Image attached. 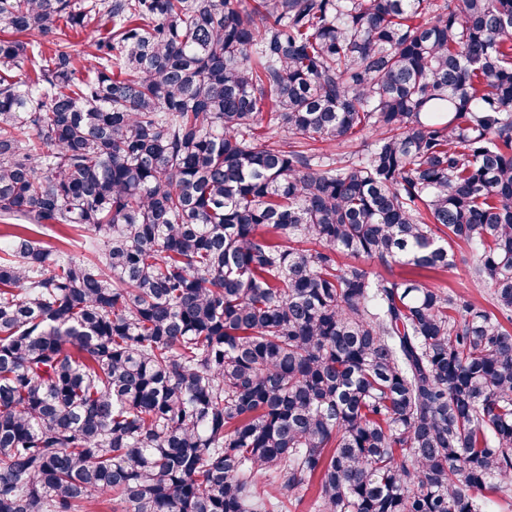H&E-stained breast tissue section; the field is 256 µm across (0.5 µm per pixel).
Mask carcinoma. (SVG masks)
I'll return each instance as SVG.
<instances>
[{
  "instance_id": "obj_1",
  "label": "carcinoma",
  "mask_w": 512,
  "mask_h": 512,
  "mask_svg": "<svg viewBox=\"0 0 512 512\" xmlns=\"http://www.w3.org/2000/svg\"><path fill=\"white\" fill-rule=\"evenodd\" d=\"M0 22V512H512V0ZM81 235H90L89 231H73L68 230L63 233L66 240L56 239L54 234L50 231H44L43 233H34L33 237L47 244H52L56 247H62L69 251H74L81 255L84 253V249L81 248V243L84 241V237ZM452 250L455 253L453 266L448 268V272L429 279V281L436 286L450 288L456 293L468 295L477 301L485 303L483 297H486L487 290L479 288L473 282L468 272V264L463 260L469 258V251L464 246L459 247L457 245H453Z\"/></svg>"
}]
</instances>
